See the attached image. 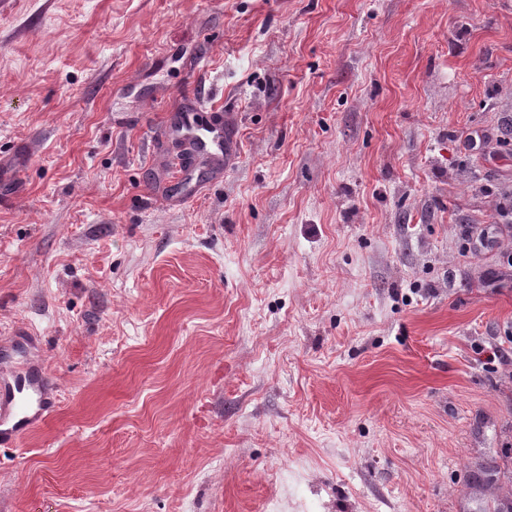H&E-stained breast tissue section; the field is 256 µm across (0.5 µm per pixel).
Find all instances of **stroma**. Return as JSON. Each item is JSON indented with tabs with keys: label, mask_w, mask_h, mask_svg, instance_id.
<instances>
[{
	"label": "stroma",
	"mask_w": 512,
	"mask_h": 512,
	"mask_svg": "<svg viewBox=\"0 0 512 512\" xmlns=\"http://www.w3.org/2000/svg\"><path fill=\"white\" fill-rule=\"evenodd\" d=\"M504 193L512 0H0V512H498ZM210 111L212 123L208 129H205L207 135L194 134L186 124L182 125L180 130L185 129L189 135L197 137L192 145L195 153L219 159L224 154V115L212 107ZM31 345L22 339L12 345L11 352L0 354V446L16 444L44 426L55 411L54 383L45 365H32L16 356Z\"/></svg>",
	"instance_id": "obj_1"
}]
</instances>
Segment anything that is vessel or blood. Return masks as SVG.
<instances>
[{
	"label": "vessel or blood",
	"instance_id": "obj_1",
	"mask_svg": "<svg viewBox=\"0 0 512 512\" xmlns=\"http://www.w3.org/2000/svg\"><path fill=\"white\" fill-rule=\"evenodd\" d=\"M195 153L220 158L224 153V116L213 111L206 135L192 145ZM30 341L15 342L0 353V446L16 444L23 436L44 426L55 407L54 383L44 364L19 359Z\"/></svg>",
	"mask_w": 512,
	"mask_h": 512
}]
</instances>
